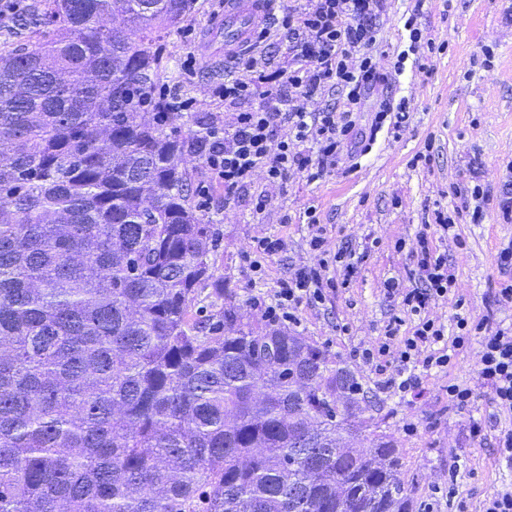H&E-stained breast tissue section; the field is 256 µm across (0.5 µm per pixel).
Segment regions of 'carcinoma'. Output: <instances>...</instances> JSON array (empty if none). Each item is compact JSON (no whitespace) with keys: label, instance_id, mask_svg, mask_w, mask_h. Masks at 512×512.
<instances>
[{"label":"carcinoma","instance_id":"cac0c4a2","mask_svg":"<svg viewBox=\"0 0 512 512\" xmlns=\"http://www.w3.org/2000/svg\"><path fill=\"white\" fill-rule=\"evenodd\" d=\"M189 0H32L0 42V512H415L355 374L192 308L214 231L151 51Z\"/></svg>","mask_w":512,"mask_h":512}]
</instances>
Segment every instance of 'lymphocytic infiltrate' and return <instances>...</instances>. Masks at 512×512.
<instances>
[{"label": "lymphocytic infiltrate", "mask_w": 512, "mask_h": 512, "mask_svg": "<svg viewBox=\"0 0 512 512\" xmlns=\"http://www.w3.org/2000/svg\"><path fill=\"white\" fill-rule=\"evenodd\" d=\"M381 7L382 0H291L273 27L259 29L252 49L234 57L236 74L226 76L212 90L225 106L235 108L234 118L224 126L201 122L198 132L211 181L223 183L225 194L235 193L259 172L278 185L286 184L294 170L305 172L308 180H318L335 168L344 149L365 153L379 131H399L406 114L393 112L386 99L380 101L368 132L356 129L355 114L365 93L390 80L389 74L375 68L370 55L374 20ZM275 39L295 44L298 53L294 62L281 70V83L263 92L264 104L254 107L250 101L257 87L238 73H264ZM330 88L342 93L339 105L319 112H305L292 105L294 99H312ZM305 144L311 145L312 154L302 153ZM305 215L309 247L317 262L278 281L265 308L267 319L276 324L298 323L301 305L324 304L330 291L349 287L356 273L351 250H327L325 229L316 210L307 209ZM410 254L415 261V283L409 287L393 280L387 283L386 295L398 300L400 312L389 319L382 336L362 351L363 360L378 375L379 385L404 393L420 389L421 378L414 364L430 369L445 368L451 362L440 347L445 329L426 311L432 300L447 297L454 275L447 259L434 250L428 234L418 236ZM334 266L343 272L341 281L326 275ZM409 316L415 320L410 328L405 325ZM475 341L481 347L478 374L482 384L497 406L512 411V327H494L488 317L457 313L453 347L464 348Z\"/></svg>", "instance_id": "obj_1"}]
</instances>
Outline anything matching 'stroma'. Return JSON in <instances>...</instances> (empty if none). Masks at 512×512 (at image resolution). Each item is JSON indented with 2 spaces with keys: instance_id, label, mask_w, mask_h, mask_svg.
<instances>
[{
  "instance_id": "1",
  "label": "stroma",
  "mask_w": 512,
  "mask_h": 512,
  "mask_svg": "<svg viewBox=\"0 0 512 512\" xmlns=\"http://www.w3.org/2000/svg\"><path fill=\"white\" fill-rule=\"evenodd\" d=\"M218 9L216 0H193L159 43L158 86L189 101L194 126L206 116L221 124L233 116L232 108L214 104L212 96L224 80V42L203 41ZM412 13L424 38L448 48L394 74L388 98L410 104L398 137L379 135L370 154L356 161L342 158L316 181L295 171L279 187L258 173L232 196H225L223 187L213 188L211 207L200 217L216 229L210 259L224 284H206L193 314L214 322L232 304L263 320L277 281L316 262L305 216L307 208H316L330 249L350 246L360 262L349 288L332 292L324 306H301L297 335L336 356L382 402L386 431L404 452L405 479L418 506L431 501L437 512H457L462 500L468 512H482L487 496L512 488V464L496 448L497 435L512 429V412L499 408L481 384L478 345L453 351L447 369L421 370L418 396L380 388L357 355L398 311L385 296L386 281H410L414 260L409 251L396 249V242L414 241L440 205L477 207L482 215L479 222L466 217L449 232L433 234V246L447 258L455 285L448 297L432 302L429 316L453 328L460 300L473 314L490 316L493 325H512V303L494 299L496 288L512 281L495 262L497 251L512 243V223H503L499 211L502 191L512 189V0H383L371 47L378 69L391 71L408 48L403 24ZM489 49L494 59L488 68L483 60ZM190 54L199 64L188 73L184 60ZM425 150L429 160L416 161ZM476 180L488 191L478 204L468 194ZM261 235L283 238L287 246L259 278L248 253ZM451 382L471 388L466 407L449 404ZM476 422L483 430L479 441L470 434ZM451 486L457 491L452 499L446 496Z\"/></svg>"
}]
</instances>
